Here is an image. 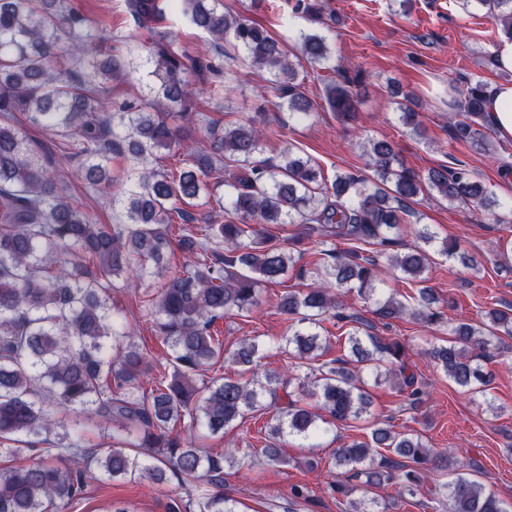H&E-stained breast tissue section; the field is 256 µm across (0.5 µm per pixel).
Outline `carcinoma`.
Wrapping results in <instances>:
<instances>
[{
    "mask_svg": "<svg viewBox=\"0 0 512 512\" xmlns=\"http://www.w3.org/2000/svg\"><path fill=\"white\" fill-rule=\"evenodd\" d=\"M462 5L484 9L504 40L512 41V0ZM128 6L142 29L152 30L169 7L209 34L219 52L226 44L242 50L252 64L273 73L278 98L299 119L311 104L296 88L298 59L336 71L329 66L324 35L301 33L294 54L248 18L220 11L216 0H128ZM144 67L152 102L112 109L99 85ZM212 69L209 60L175 51L164 35L152 42L142 63L114 55L103 23L82 16L71 0H0V457L39 454L28 465L0 467V512H68L83 496L93 464L112 479L141 475L161 481L169 472L181 484L194 483L195 492L175 500L171 512H237L224 494V462L235 460L233 449L205 453L181 432L201 424L212 434L243 429L268 394L276 406L264 456L276 465L283 462L279 444L289 435L316 448L328 425L370 414L365 372L376 382L393 383L414 407L427 395L415 371L416 353L376 333L377 325L386 327L406 313L427 326L445 323L425 272L433 248L448 256L458 248L449 239L437 242L425 225L417 231L419 244L389 257L391 270L419 285L417 306L381 295L387 269L378 261L355 249L322 250V257L300 269L310 287L284 296L280 305L281 313L297 320L286 345L308 369L299 378V392L275 374L261 378L254 372L247 379L212 377L206 395L197 398L196 377L224 360V345L211 333L215 321L233 310L250 311L261 286L278 282L296 264L291 253L269 244L259 226L302 224L322 245L341 240L389 247L411 204L426 195L472 205L493 222H504L499 201L475 173L445 165L418 173L387 140L361 143L374 180L353 173L329 180L290 147L275 161H258L263 131L253 122L224 128L206 154L182 146L183 167L176 173L158 167L157 153L180 139L168 114L189 121L195 109L186 72ZM363 85L360 70L329 82V108L350 117ZM487 93L482 82L470 86L459 103L462 117L450 125L454 140L484 145ZM398 110L402 124L421 134L420 113L404 102ZM28 125L56 137L66 154L46 158L29 140ZM114 154L128 160L117 174L110 169ZM74 156L82 158L78 175L85 183L121 194L123 223L97 224L58 191L55 169ZM230 162L236 169L224 185L231 191L217 204L235 220L181 224L172 233L171 211L199 197L206 179L222 176ZM174 246L184 254L182 267L143 300L154 314L157 335L172 350V374L147 391L140 383L145 357L132 342L129 323L112 308L111 292L115 280L132 273L140 280L160 275L151 266H162ZM337 289L356 291L367 301L368 314L341 309ZM327 316L348 327L344 342L350 354L321 363L329 346L315 328ZM449 332L452 340L428 354L455 384L485 394L488 379L477 360L495 339L512 337V313L491 309L480 323H460ZM257 353L256 340L244 339L234 363L247 373ZM49 401L99 417L112 429L109 452L98 456L79 436L55 434L56 423L45 409ZM65 458L83 466L64 464ZM333 460L340 478L331 489L356 512L365 500L350 499L355 491L416 495L434 454L421 437L375 424L368 440L334 449ZM444 467L457 476L430 492L443 497L446 512H506L495 493L459 473L451 458Z\"/></svg>",
    "mask_w": 512,
    "mask_h": 512,
    "instance_id": "1",
    "label": "carcinoma"
}]
</instances>
